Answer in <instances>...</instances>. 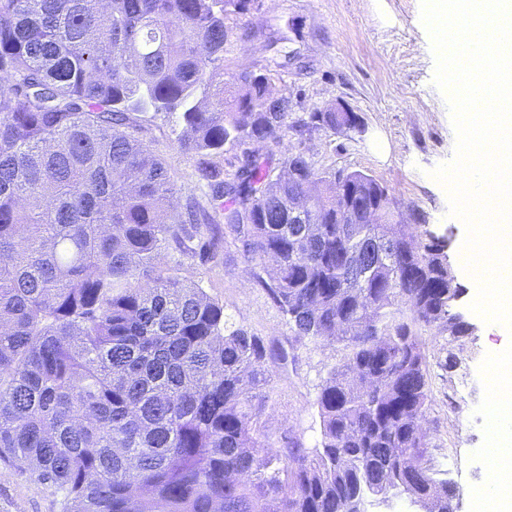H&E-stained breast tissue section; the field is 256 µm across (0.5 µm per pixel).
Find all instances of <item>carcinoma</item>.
I'll use <instances>...</instances> for the list:
<instances>
[{
  "label": "carcinoma",
  "mask_w": 512,
  "mask_h": 512,
  "mask_svg": "<svg viewBox=\"0 0 512 512\" xmlns=\"http://www.w3.org/2000/svg\"><path fill=\"white\" fill-rule=\"evenodd\" d=\"M257 5L0 0V466L54 488L61 512H354L397 495L448 512L456 496L422 425L423 333L456 335L463 292L446 245L368 174L288 153L273 178L255 150L227 180L216 162L288 130L270 74L224 72V18ZM157 112L178 115L214 213L294 336L345 351L315 448L261 425L280 354L164 268L172 251L213 258L215 219L177 210L140 136ZM304 127L359 121L312 112Z\"/></svg>",
  "instance_id": "carcinoma-1"
}]
</instances>
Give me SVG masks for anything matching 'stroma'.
<instances>
[{
  "mask_svg": "<svg viewBox=\"0 0 512 512\" xmlns=\"http://www.w3.org/2000/svg\"><path fill=\"white\" fill-rule=\"evenodd\" d=\"M224 24L225 71L270 72L273 95L290 102L284 142L268 148L273 161L289 148L321 171L366 173L391 190L403 213L422 214L436 236L450 237L448 263L465 289L457 310L474 330L457 341L440 327L427 331L430 408L423 427L436 471L444 470L447 456L455 457L447 479L457 490L458 512H470L472 486L487 479L485 465L474 458L484 442V419L477 413L484 396L479 368L501 336L470 309L477 285L458 263L466 226L450 215L447 191L432 176L454 159L456 132L447 97L433 82L435 58L421 0H260L258 8L228 16ZM337 104L357 113L358 130L296 133L310 113ZM180 131L175 115L158 113L149 116L142 136L165 158L182 199L209 208L195 161L179 147ZM215 253L204 264L179 255L168 264L200 282L234 323L286 349L288 360L277 369L263 422L274 435L318 446L316 399L339 364L340 346L294 337L258 283L240 241L216 239ZM58 500L29 473L0 468V512H60Z\"/></svg>",
  "mask_w": 512,
  "mask_h": 512,
  "instance_id": "35a3bbf8",
  "label": "stroma"
}]
</instances>
